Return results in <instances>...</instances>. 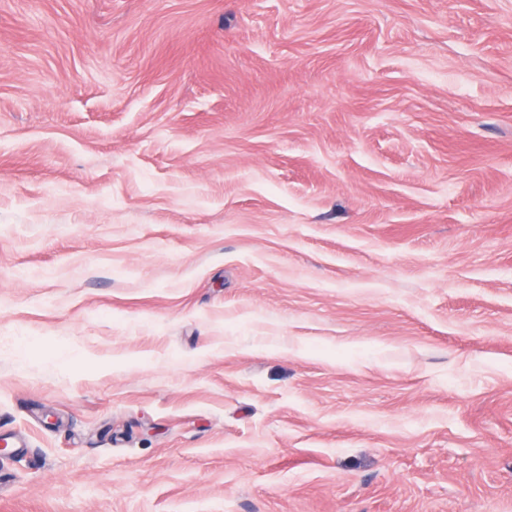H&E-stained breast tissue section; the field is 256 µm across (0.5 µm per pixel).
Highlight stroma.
Returning a JSON list of instances; mask_svg holds the SVG:
<instances>
[{
  "label": "stroma",
  "mask_w": 512,
  "mask_h": 512,
  "mask_svg": "<svg viewBox=\"0 0 512 512\" xmlns=\"http://www.w3.org/2000/svg\"><path fill=\"white\" fill-rule=\"evenodd\" d=\"M0 512H512V0H0Z\"/></svg>",
  "instance_id": "1"
}]
</instances>
